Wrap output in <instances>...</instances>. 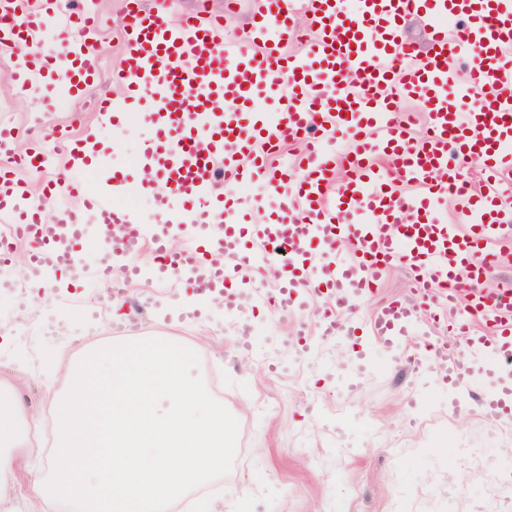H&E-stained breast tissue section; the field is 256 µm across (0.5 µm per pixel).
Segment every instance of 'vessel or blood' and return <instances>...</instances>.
<instances>
[{"mask_svg": "<svg viewBox=\"0 0 512 512\" xmlns=\"http://www.w3.org/2000/svg\"><path fill=\"white\" fill-rule=\"evenodd\" d=\"M307 19L300 39L297 14ZM168 0L144 8L126 0L119 39L120 65L104 73L86 49L97 26L94 13L64 15L58 0H0V45L24 43L12 81L32 99L56 88L87 96L103 76L122 95L97 98L99 122L119 125L132 106H149L154 134L135 167H150L161 182L154 200L162 223L141 220L128 198L131 172L113 173L106 187L86 188L94 164L88 136L65 142L71 173L32 192L10 163L19 133L0 124V268L9 265L17 242L32 244L33 265L72 280L128 283L136 258L154 256V274L166 288L182 287L185 275L220 293L225 309L291 312L326 294L318 313L320 336L351 334L342 308L373 294L384 274L409 270L424 289L417 302L392 299L381 306L362 335L391 347L397 334L415 325L418 310L430 328L419 339L428 362L449 389L469 392V366L490 362L512 371V287L491 296L474 285L512 262V206L502 188L512 181V0H249L248 38L224 39V18L197 15L179 25L169 20ZM419 19L428 34L418 48L405 34ZM65 35L61 51L41 44L48 26ZM475 55L484 62L471 72L467 111L450 93L448 60ZM418 100L426 130L415 136L411 116H401L403 98ZM275 105L273 118L258 115V101ZM304 143L294 164H274L279 149ZM485 158V174L471 189L462 170L468 158ZM344 177H337V169ZM238 184L264 182L278 197L275 223L248 224L236 203L224 199L220 177ZM81 201L95 222L124 238L89 237L76 210L47 219L46 201ZM452 197L461 224H441L432 202ZM190 231L194 243L172 253V234ZM92 241L101 260L77 264V247ZM289 259L276 287L247 285L251 262ZM321 261V275L305 277L307 263ZM473 299V315L455 316L456 300ZM493 314L477 331L476 317ZM464 344H456V337ZM487 416L512 419V403L494 394L480 400Z\"/></svg>", "mask_w": 512, "mask_h": 512, "instance_id": "1", "label": "vessel or blood"}]
</instances>
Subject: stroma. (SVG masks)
Masks as SVG:
<instances>
[{"mask_svg": "<svg viewBox=\"0 0 512 512\" xmlns=\"http://www.w3.org/2000/svg\"><path fill=\"white\" fill-rule=\"evenodd\" d=\"M87 5L96 13L105 70L118 64L116 37L123 0H63V10ZM14 52H0V122L48 136L42 180L65 178L69 160L54 140L58 129L90 133L100 180L128 167L151 129L141 108L131 109L123 132L100 124L90 98L55 91L43 107L16 97L11 81ZM249 223L263 224L277 207L266 185L224 182ZM142 275L125 295L100 280L73 284L62 275L28 268L44 278L47 297L29 318L17 301L22 286L0 290V381L12 384L28 414L42 425L40 447L18 462L11 478L19 494L14 512H30L25 494L28 462H46L56 449L51 404L69 389L65 370L76 369L90 345L170 337L200 358L196 370L210 395L238 420L237 456L231 472L213 480L217 512H512V421L486 418L459 401L425 358H411L417 329L397 337L389 351L368 339L320 340L307 358L291 347L299 321L282 312H251L255 333L242 347L237 325L223 308L191 304L189 297L157 287L150 254ZM419 286L403 268L388 271L376 293L347 309L365 321L392 298L415 299ZM146 310L134 317L131 299ZM70 317L47 336L39 326L59 312ZM27 321L19 336L16 324ZM25 373H17V361Z\"/></svg>", "mask_w": 512, "mask_h": 512, "instance_id": "obj_1", "label": "stroma"}]
</instances>
